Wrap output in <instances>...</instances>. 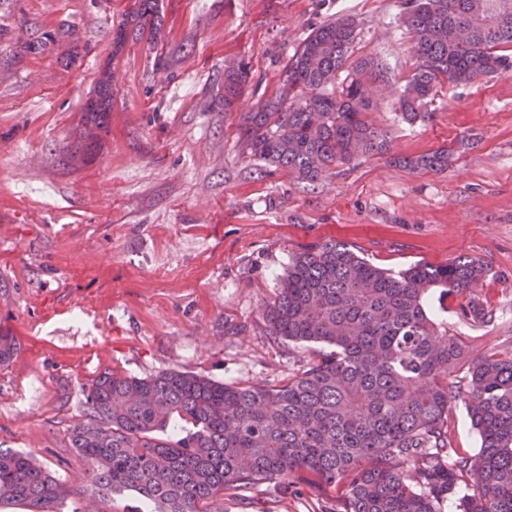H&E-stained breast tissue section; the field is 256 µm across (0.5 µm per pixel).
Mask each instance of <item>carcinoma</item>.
Returning a JSON list of instances; mask_svg holds the SVG:
<instances>
[{
    "label": "carcinoma",
    "instance_id": "obj_1",
    "mask_svg": "<svg viewBox=\"0 0 512 512\" xmlns=\"http://www.w3.org/2000/svg\"><path fill=\"white\" fill-rule=\"evenodd\" d=\"M402 5L416 57L399 97L403 120H431L428 99L445 79L467 83L512 68V0ZM161 8L160 0H134L113 36L114 52L158 39ZM357 30L355 18L342 15L308 33L274 95L241 113L242 154L315 182L389 151L387 134L368 118L386 72L373 58L350 61ZM58 36L44 31L23 49L40 52ZM248 78L242 66L224 70V111L234 109ZM113 83L109 68L91 92L82 146L70 152L74 164L106 131ZM451 156L443 147L397 162L441 173ZM486 272L459 257L393 273L346 243L312 248L292 259L263 317L271 336L327 347L317 362L277 385L226 384L180 370L104 371L85 387L71 447L88 461L97 492L134 494L151 512H206L201 505L225 493L263 483L286 493L306 476L341 489L340 512H442L453 498L457 512H512V355L466 363L429 303L435 293L440 300L467 294L461 318L487 322L476 300ZM18 351L16 337L1 330L0 365ZM458 401L480 437L475 454L451 443L448 420ZM71 494L33 455L0 448V503L59 512Z\"/></svg>",
    "mask_w": 512,
    "mask_h": 512
}]
</instances>
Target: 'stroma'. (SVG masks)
<instances>
[{"label":"stroma","instance_id":"obj_1","mask_svg":"<svg viewBox=\"0 0 512 512\" xmlns=\"http://www.w3.org/2000/svg\"><path fill=\"white\" fill-rule=\"evenodd\" d=\"M134 0H0V329L20 351L0 366V448L33 453L68 486L89 468L69 442L83 386L110 369H168L232 384H278L318 358L319 345L268 336L262 312L292 258L346 242L400 271L467 256L487 274L490 313L442 319L469 358L512 354V69L438 85L432 120L397 113L415 67L402 0H161L158 42L112 38ZM342 15L358 23L355 57L378 58L389 82L371 119L392 152L454 148L447 171H410L362 157L308 184L241 154L238 114L271 95L304 37ZM63 36L23 52L35 33ZM112 64L108 131L83 164L84 110ZM250 80L224 109V70ZM341 495L314 481L284 493L254 486L209 512H334ZM125 493L69 496L62 512H141Z\"/></svg>","mask_w":512,"mask_h":512}]
</instances>
